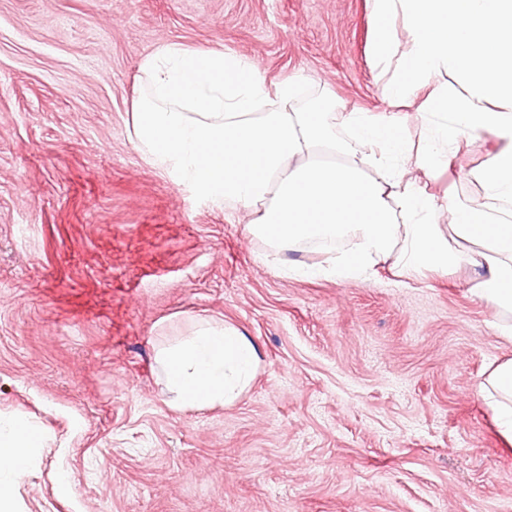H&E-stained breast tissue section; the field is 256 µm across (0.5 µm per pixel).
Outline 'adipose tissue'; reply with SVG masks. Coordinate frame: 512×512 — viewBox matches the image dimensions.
Here are the masks:
<instances>
[{
    "mask_svg": "<svg viewBox=\"0 0 512 512\" xmlns=\"http://www.w3.org/2000/svg\"><path fill=\"white\" fill-rule=\"evenodd\" d=\"M367 2L385 101L395 108L422 96L430 122L421 146L394 119L352 111L340 120L326 104L300 106L303 77L272 85L247 58L179 43L140 64L133 139L176 184L248 213V232L284 276L366 280L383 263L418 278L468 268V293L512 314V0ZM483 132L497 146L470 173L481 199L427 193L423 180L447 169L461 138ZM308 245L324 248L325 260H294ZM156 361L169 407L184 412L236 402L260 356L236 327L202 320ZM479 392L512 442V359ZM41 444L28 421L0 422V512H12Z\"/></svg>",
    "mask_w": 512,
    "mask_h": 512,
    "instance_id": "ef3b65f1",
    "label": "adipose tissue"
}]
</instances>
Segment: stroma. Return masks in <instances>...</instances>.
<instances>
[{"label":"stroma","mask_w":512,"mask_h":512,"mask_svg":"<svg viewBox=\"0 0 512 512\" xmlns=\"http://www.w3.org/2000/svg\"><path fill=\"white\" fill-rule=\"evenodd\" d=\"M168 42L302 75L305 106L386 109L366 0H0V419L44 433L14 512H512L478 396L512 358L499 316L457 275H279L243 213L130 134ZM495 147L463 140L428 191L481 197ZM201 318L260 366L233 405L180 413L156 351Z\"/></svg>","instance_id":"obj_1"}]
</instances>
